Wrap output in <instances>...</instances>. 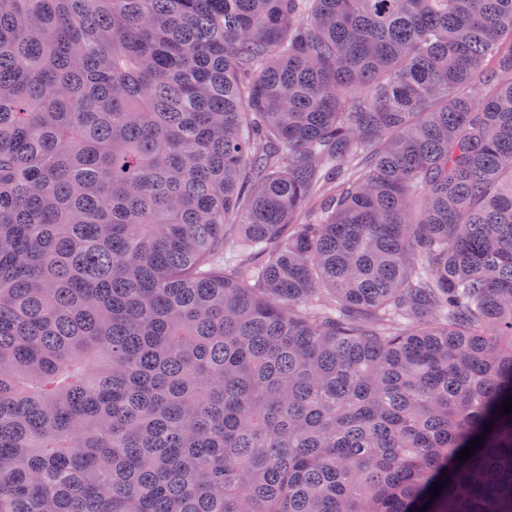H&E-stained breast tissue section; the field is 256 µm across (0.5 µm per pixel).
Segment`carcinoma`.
Listing matches in <instances>:
<instances>
[{
	"mask_svg": "<svg viewBox=\"0 0 512 512\" xmlns=\"http://www.w3.org/2000/svg\"><path fill=\"white\" fill-rule=\"evenodd\" d=\"M509 400L512 0H0V512H512Z\"/></svg>",
	"mask_w": 512,
	"mask_h": 512,
	"instance_id": "cac0c4a2",
	"label": "carcinoma"
}]
</instances>
